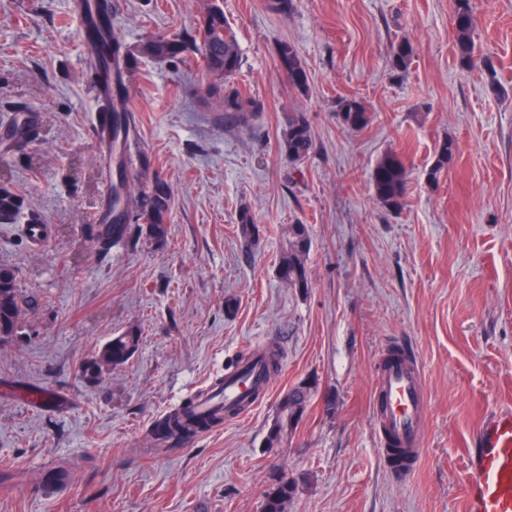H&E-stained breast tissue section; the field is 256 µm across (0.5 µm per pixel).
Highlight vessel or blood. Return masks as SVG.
<instances>
[{"label":"vessel or blood","instance_id":"1","mask_svg":"<svg viewBox=\"0 0 512 512\" xmlns=\"http://www.w3.org/2000/svg\"><path fill=\"white\" fill-rule=\"evenodd\" d=\"M261 354L225 371L222 383L196 390L197 414L252 410L256 395H268ZM373 418L390 469L406 474L424 452L427 392L416 356L405 346L389 345L376 372ZM466 512H512V409L491 414L479 426L468 450Z\"/></svg>","mask_w":512,"mask_h":512}]
</instances>
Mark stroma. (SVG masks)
I'll return each mask as SVG.
<instances>
[{
    "label": "stroma",
    "mask_w": 512,
    "mask_h": 512,
    "mask_svg": "<svg viewBox=\"0 0 512 512\" xmlns=\"http://www.w3.org/2000/svg\"><path fill=\"white\" fill-rule=\"evenodd\" d=\"M109 4L120 40L139 45L192 41L207 0ZM71 5L0 0V115H40L0 146V187L50 227L36 251L20 225L0 224V264L27 302L18 334L0 339V512H262L276 475L297 484L288 512H464L468 445L485 416L512 408V0H473L478 52L466 65L453 0H293L285 13L223 0L241 47L234 81L263 110L227 118L192 52L136 55L124 70L139 133L127 186L168 183V235L155 244L131 209L128 236L105 253L104 137ZM401 41L415 54L397 74ZM284 43L307 93L279 67ZM351 97L371 116L365 128L341 119ZM292 112L313 139L298 164L279 146ZM447 138L456 155L428 182ZM390 152L408 172L397 209L371 181ZM244 212L259 231L251 249L237 231ZM291 224L310 227L304 289L278 272ZM130 331L139 342L125 364L83 374ZM395 340L417 356L428 399L424 456L401 477L371 410ZM258 342L285 352L268 397L186 442H152L164 414ZM306 380L318 391L302 420L267 448L281 395ZM30 387L60 406H31ZM414 55L413 46L407 41H401L392 47L389 64L391 70L403 73L408 69ZM280 68L286 73L289 84L296 90L308 88V74L295 48L288 43L280 46L278 51Z\"/></svg>",
    "instance_id": "obj_1"
}]
</instances>
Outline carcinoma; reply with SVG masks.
I'll list each match as a JSON object with an SVG mask.
<instances>
[{
	"label": "carcinoma",
	"mask_w": 512,
	"mask_h": 512,
	"mask_svg": "<svg viewBox=\"0 0 512 512\" xmlns=\"http://www.w3.org/2000/svg\"><path fill=\"white\" fill-rule=\"evenodd\" d=\"M453 22L456 32V49L460 60L470 62L474 59L477 46L474 38V12L472 0H454ZM91 56L103 60L111 55L123 53L129 57L140 52L143 55L166 59L184 53L188 49L197 51L204 62L205 71L212 78L209 95L219 100L224 112L236 116L260 111V103L243 87L233 81L241 66V53L236 31L224 17V8L220 0H211L202 15L199 42L188 45L179 39L155 38L133 50L123 44L112 33L107 36L91 32L88 40ZM414 55L413 46L401 41L392 47L389 64L391 70L403 73L408 69ZM280 68L286 73L289 84L296 90L308 88V74L295 48L284 43L278 51ZM340 112L343 122L350 128L359 129L368 125L370 116L366 107L355 98L341 102ZM312 134L307 118L301 112L288 116V125L283 132L281 149L294 163L304 161L310 154ZM456 154L453 141L444 139L435 150L432 166L426 172L430 182L437 181L439 175L448 167ZM372 180L380 203L390 209H397L407 191V172L400 156L388 153L376 164ZM171 201L169 186L159 180L141 191L140 216L146 224L148 236L157 243L167 238V216ZM22 211L21 199L11 190L0 187V224H16ZM127 226L114 224L108 231H101L96 238L98 249L105 251L112 242L122 239ZM240 237L249 246L258 244L253 218L248 213L240 217ZM311 239L308 225L291 224L288 227V244L282 254L279 275L292 288L308 287L306 255L310 250ZM23 312V299L17 287V278L13 268L0 264V337L14 336L18 332ZM139 338L132 332L114 336L107 343L112 354V365L126 363L134 354ZM268 372L279 371L283 359L281 347L273 343L265 352ZM317 382L308 381L299 384L279 399L275 417L266 436V447L279 448L292 435L306 412L315 392ZM226 415H211L197 418L189 423L177 414L159 421L152 435L157 440L184 441L197 433L220 425ZM296 492V484L283 477L273 479L267 489L262 512H288V503Z\"/></svg>",
	"instance_id": "1"
}]
</instances>
